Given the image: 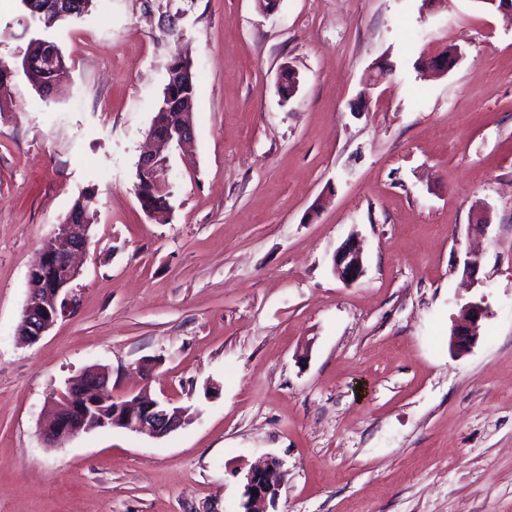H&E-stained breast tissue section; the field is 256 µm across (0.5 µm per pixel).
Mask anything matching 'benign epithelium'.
<instances>
[{"mask_svg":"<svg viewBox=\"0 0 512 512\" xmlns=\"http://www.w3.org/2000/svg\"><path fill=\"white\" fill-rule=\"evenodd\" d=\"M459 60L455 49H446L422 67L446 73ZM40 68L52 77L40 91L48 92L68 77V70L59 48L42 53ZM278 89L286 90L283 99H291L299 87L297 72L289 65L282 66ZM179 110L173 119L152 122L147 139L150 147L139 158L141 170L150 175L154 186L165 182L168 171L167 154L174 148L190 144L194 137L191 121L193 105L174 103ZM91 224L75 210L66 224L58 225L55 233L40 248L39 260L29 270L28 297L23 310L18 335L33 344L37 342L61 317L71 314L75 306L72 283L79 276L75 264L77 255L84 252L90 240ZM333 268L338 278L347 285L357 283L364 275V262L360 248L352 241L342 244L333 256ZM488 316L483 302L469 303L461 320L455 325L451 346L457 352L470 349L478 340L480 322ZM90 392H72L71 388L59 394L54 403V416L44 434L46 445L58 446L72 437L95 429L123 428L150 437H162L179 428L185 420V409L168 400L140 396L115 397L108 390L109 372L101 368L90 369ZM79 409L82 416L74 420L71 412ZM280 462L270 457L260 467L245 475L243 507L246 512H269L276 508L280 482Z\"/></svg>","mask_w":512,"mask_h":512,"instance_id":"benign-epithelium-1","label":"benign epithelium"}]
</instances>
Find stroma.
I'll return each mask as SVG.
<instances>
[{"mask_svg": "<svg viewBox=\"0 0 512 512\" xmlns=\"http://www.w3.org/2000/svg\"><path fill=\"white\" fill-rule=\"evenodd\" d=\"M21 15L0 0L16 66ZM48 38L68 81L45 97L19 72L0 101V512H244V476L269 456L277 512H512V16L476 0H94ZM449 46L458 63L423 74ZM184 49L195 138L157 221L136 165ZM88 190L77 307L23 344L29 268ZM353 235L365 274L348 286L333 255ZM480 300L476 345L453 351ZM92 366L187 423L47 447L49 397ZM488 316L487 307L482 301L470 302L463 313L461 320L455 325L451 346L457 352L470 349L478 340L480 322Z\"/></svg>", "mask_w": 512, "mask_h": 512, "instance_id": "stroma-1", "label": "stroma"}]
</instances>
